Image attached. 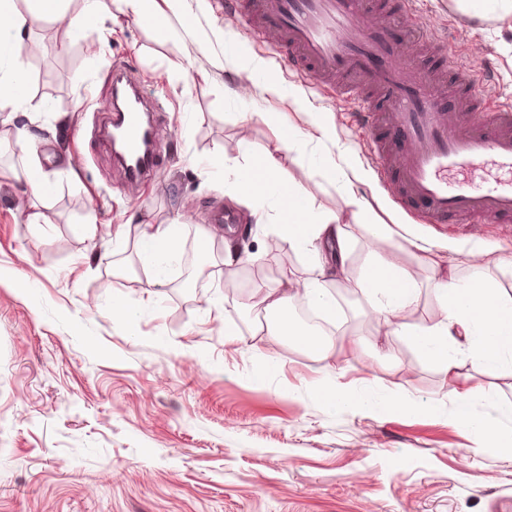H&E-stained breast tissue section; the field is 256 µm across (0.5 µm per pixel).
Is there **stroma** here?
<instances>
[{
    "mask_svg": "<svg viewBox=\"0 0 512 512\" xmlns=\"http://www.w3.org/2000/svg\"><path fill=\"white\" fill-rule=\"evenodd\" d=\"M181 10L171 20L176 39L204 46L189 59L129 18L105 19L64 44L58 22L44 20L23 43L30 92L46 110L0 124V267L27 281L0 282V512H512V459L478 447L452 421L447 379L403 337L390 340L392 366L347 345L320 362L254 326L266 288L284 276L304 281L311 270L274 225L255 223L229 198L224 174L206 161L242 166L274 149L277 129L257 113H280L304 132L315 115L329 117L328 139L278 158L284 176L347 226L349 266L323 286L340 305L339 324L367 343L378 314L357 283L380 245L353 222L338 185L317 174L320 155H351L363 175L354 192L398 227L390 248L419 242L403 255L419 285L402 315L409 325L446 315L424 246L459 279L478 271L512 293V223L430 224L420 206L399 207L376 175L369 133L352 119L354 100L282 68L222 0H182ZM373 16L446 85L465 73L488 103L512 98V14L492 0H414L408 12L400 0H374ZM422 28L442 39L445 55L416 46ZM90 43L102 63L88 61ZM452 56L463 70L449 69ZM249 59L262 71H241ZM116 67L161 106L159 166L136 184L91 136L112 101ZM266 78L286 96L259 95L254 84ZM246 112L254 120L243 122ZM21 125L57 182L50 196L22 192L12 175ZM32 206L48 210L47 235L22 223V208ZM219 211L237 260L225 263L218 246L204 258L206 279L178 259L162 283L147 286L123 225L179 221L182 247L194 251L196 225L213 224ZM88 223L95 239L83 231ZM473 252L483 258L477 270ZM228 319L240 322L241 336H225ZM457 373L459 389L480 390L472 415L496 416L502 440L512 439V414L499 409L512 401V367L483 372L463 353ZM338 382L377 405L397 390L406 407L331 409L314 387Z\"/></svg>",
    "mask_w": 512,
    "mask_h": 512,
    "instance_id": "obj_1",
    "label": "stroma"
}]
</instances>
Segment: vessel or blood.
I'll use <instances>...</instances> for the list:
<instances>
[{
    "label": "vessel or blood",
    "instance_id": "1",
    "mask_svg": "<svg viewBox=\"0 0 512 512\" xmlns=\"http://www.w3.org/2000/svg\"><path fill=\"white\" fill-rule=\"evenodd\" d=\"M361 5L362 0H224L225 12L244 19L285 68L312 84L343 75L385 93L384 111L362 102L355 117L375 133L373 164L396 204H420L434 224L512 215V102L488 109L474 81L460 83L462 114L472 117L461 123L460 114L443 109L444 87L387 41L382 22L364 23ZM113 80L132 98L122 156L136 163L130 173L136 180L157 167L156 159H140L144 96L122 70H114ZM489 166L496 173L483 186L454 177Z\"/></svg>",
    "mask_w": 512,
    "mask_h": 512
}]
</instances>
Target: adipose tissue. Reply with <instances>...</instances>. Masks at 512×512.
I'll return each mask as SVG.
<instances>
[{"mask_svg": "<svg viewBox=\"0 0 512 512\" xmlns=\"http://www.w3.org/2000/svg\"><path fill=\"white\" fill-rule=\"evenodd\" d=\"M19 9L16 0H0V117L22 112H44L42 102L24 92L27 69L21 58L26 34L34 23L64 17V0H26ZM155 0H84L82 10L66 17L62 40H70L105 16H126L150 30L157 41L172 40L173 29L167 16L154 7ZM35 137L27 126L14 129V146L22 160V179L32 191L48 195L53 181L44 172L34 145ZM281 166L272 153L254 157L249 164L234 170L230 194L251 209L255 219L265 214L264 201L274 196L278 211L275 224L289 241L307 258L314 276L293 288L267 289L262 312L270 335L296 339L310 355L327 358L334 347L331 339L295 332L289 311L296 297H303L326 312H335L336 304L323 288L325 278L345 272L349 264V238L344 224L335 215L319 209L312 196L300 185H292L294 207L284 208ZM183 226L176 222L140 224L134 237L135 253L150 272L151 283L165 279L167 265L180 251ZM439 271L434 290L447 306L444 321L433 325L408 327L400 322V313L413 304L418 285L400 255L382 251L367 263L360 287L381 315L386 337L405 336L423 356L436 365L448 380H456L458 355L468 351L481 368L494 370L512 364V295L495 288L489 281L475 277L467 281L442 274V264L432 261Z\"/></svg>", "mask_w": 512, "mask_h": 512, "instance_id": "1", "label": "adipose tissue"}]
</instances>
